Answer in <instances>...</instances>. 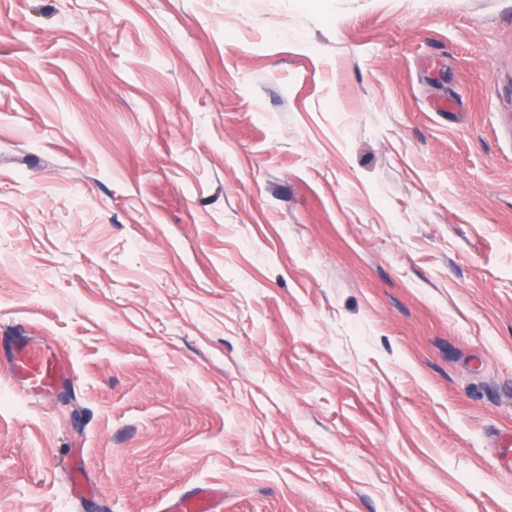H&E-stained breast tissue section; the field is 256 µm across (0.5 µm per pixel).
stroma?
<instances>
[{"label":"stroma","mask_w":512,"mask_h":512,"mask_svg":"<svg viewBox=\"0 0 512 512\" xmlns=\"http://www.w3.org/2000/svg\"><path fill=\"white\" fill-rule=\"evenodd\" d=\"M499 429L512 0H0V512H512ZM12 365L22 392L34 394L51 389L65 377L56 357L28 338L15 344ZM168 512H222L224 491L218 487L201 486L179 494L170 502Z\"/></svg>","instance_id":"35a3bbf8"}]
</instances>
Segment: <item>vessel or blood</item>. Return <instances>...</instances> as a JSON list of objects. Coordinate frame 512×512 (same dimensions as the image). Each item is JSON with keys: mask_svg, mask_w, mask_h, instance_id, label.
<instances>
[{"mask_svg": "<svg viewBox=\"0 0 512 512\" xmlns=\"http://www.w3.org/2000/svg\"><path fill=\"white\" fill-rule=\"evenodd\" d=\"M12 365L23 391L28 393L51 389L65 377L64 369L56 357L29 339L15 344ZM493 443L501 471L511 475L512 434L497 433ZM223 508V490L211 486H201L181 493L169 504L170 512H222Z\"/></svg>", "mask_w": 512, "mask_h": 512, "instance_id": "vessel-or-blood-1", "label": "vessel or blood"}]
</instances>
